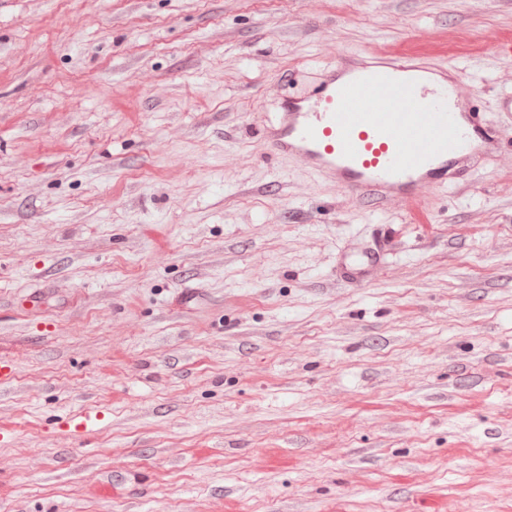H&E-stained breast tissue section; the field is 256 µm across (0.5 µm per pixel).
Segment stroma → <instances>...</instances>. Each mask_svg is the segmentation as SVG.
<instances>
[{
    "mask_svg": "<svg viewBox=\"0 0 512 512\" xmlns=\"http://www.w3.org/2000/svg\"><path fill=\"white\" fill-rule=\"evenodd\" d=\"M508 37L512 0H0V512H512V140L373 212L263 135L411 43L500 125ZM381 257L379 253L364 252L363 257L356 266L345 265L342 273L337 279L343 283L352 284L366 279L373 270L380 264Z\"/></svg>",
    "mask_w": 512,
    "mask_h": 512,
    "instance_id": "obj_1",
    "label": "stroma"
}]
</instances>
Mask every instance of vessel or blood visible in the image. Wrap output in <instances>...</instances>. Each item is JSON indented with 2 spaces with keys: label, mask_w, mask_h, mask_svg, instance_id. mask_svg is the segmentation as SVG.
Listing matches in <instances>:
<instances>
[{
  "label": "vessel or blood",
  "mask_w": 512,
  "mask_h": 512,
  "mask_svg": "<svg viewBox=\"0 0 512 512\" xmlns=\"http://www.w3.org/2000/svg\"><path fill=\"white\" fill-rule=\"evenodd\" d=\"M511 137L483 121L461 70L435 67L420 49L379 47L324 67L313 91L283 96L265 127L273 154L301 161L377 210L393 198L415 201L434 182L458 185L479 151ZM380 261L364 253L338 279L362 281Z\"/></svg>",
  "instance_id": "obj_1"
}]
</instances>
